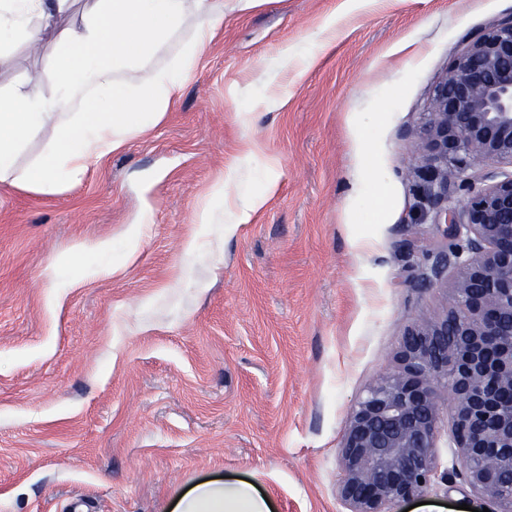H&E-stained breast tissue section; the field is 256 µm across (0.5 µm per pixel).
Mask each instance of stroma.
<instances>
[{"instance_id": "35a3bbf8", "label": "stroma", "mask_w": 512, "mask_h": 512, "mask_svg": "<svg viewBox=\"0 0 512 512\" xmlns=\"http://www.w3.org/2000/svg\"><path fill=\"white\" fill-rule=\"evenodd\" d=\"M511 15L224 0L162 123L62 193L0 187V512H171L217 478L272 512H349L350 412L407 327L446 315L453 280L411 282L431 233L412 131L464 37ZM30 72L51 92L53 52L15 45L0 86ZM222 187L265 196L230 236L196 221ZM420 499L392 512L485 505L457 476Z\"/></svg>"}]
</instances>
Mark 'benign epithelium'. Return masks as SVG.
<instances>
[{"label":"benign epithelium","instance_id":"obj_1","mask_svg":"<svg viewBox=\"0 0 512 512\" xmlns=\"http://www.w3.org/2000/svg\"><path fill=\"white\" fill-rule=\"evenodd\" d=\"M413 136L441 238L413 282L429 286L450 266L459 274L446 316L412 323L398 370L353 408L340 494L350 512H390L448 480L436 455L444 398L456 474L494 512H512V16L465 39Z\"/></svg>","mask_w":512,"mask_h":512}]
</instances>
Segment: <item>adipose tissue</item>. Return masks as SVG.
Here are the masks:
<instances>
[{"label":"adipose tissue","mask_w":512,"mask_h":512,"mask_svg":"<svg viewBox=\"0 0 512 512\" xmlns=\"http://www.w3.org/2000/svg\"><path fill=\"white\" fill-rule=\"evenodd\" d=\"M193 32L165 65L185 22ZM224 22V0H0V64L9 45H53L58 81L49 95L32 80L0 90V185L56 194L81 182L91 164L159 124L180 98ZM45 142L19 169L23 147ZM175 512H271L251 483L196 485Z\"/></svg>","instance_id":"1"}]
</instances>
